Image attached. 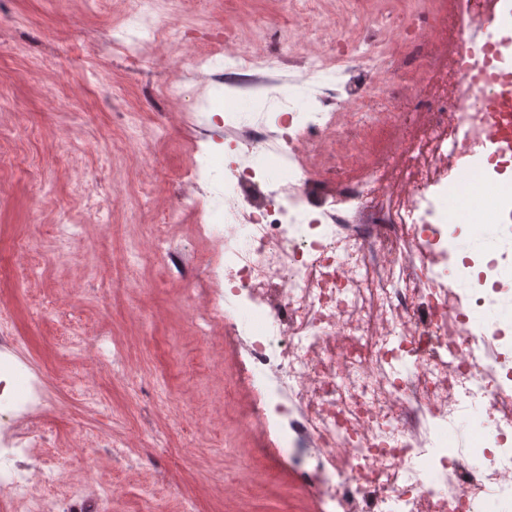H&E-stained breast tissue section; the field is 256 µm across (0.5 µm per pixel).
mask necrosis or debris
<instances>
[{"label": "necrosis or debris", "instance_id": "necrosis-or-debris-1", "mask_svg": "<svg viewBox=\"0 0 512 512\" xmlns=\"http://www.w3.org/2000/svg\"><path fill=\"white\" fill-rule=\"evenodd\" d=\"M396 28L360 20L350 52L309 54L261 98L209 91V132L224 114L231 157L202 161L206 202L195 260L166 226L145 233L151 255L184 285L200 335L223 328V349L251 396L236 430L272 429L298 455L294 500L316 512H512V13L498 31L492 0H396ZM430 26H423V18ZM456 37L448 57L439 44ZM194 68L271 72L280 56L225 45ZM264 201L246 204L259 182ZM73 209L100 218L109 194L91 175L71 188ZM45 372L0 317V504L9 512H105L110 495L58 485L48 457L22 458L47 440ZM472 421L466 448L457 424Z\"/></svg>", "mask_w": 512, "mask_h": 512}]
</instances>
